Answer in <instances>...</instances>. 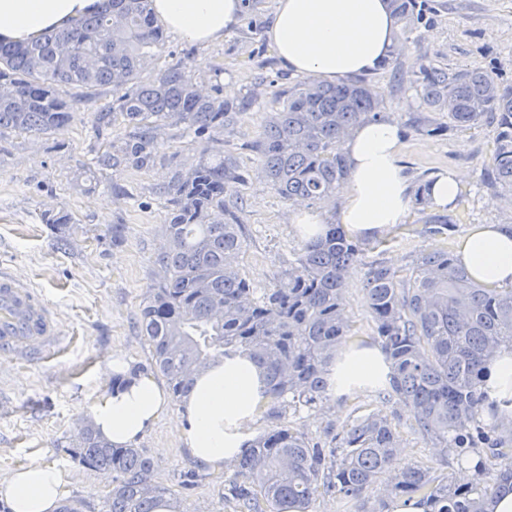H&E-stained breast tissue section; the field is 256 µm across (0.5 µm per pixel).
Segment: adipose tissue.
Returning <instances> with one entry per match:
<instances>
[{
    "label": "adipose tissue",
    "mask_w": 512,
    "mask_h": 512,
    "mask_svg": "<svg viewBox=\"0 0 512 512\" xmlns=\"http://www.w3.org/2000/svg\"><path fill=\"white\" fill-rule=\"evenodd\" d=\"M98 2L0 0V43L28 44L68 29ZM151 7L160 25L199 44L223 40L241 17V0H152ZM399 33L387 0H277L266 37L288 69L341 84L373 73ZM400 149L399 128L389 119L366 122L345 139L349 179L338 219L348 233L373 237L406 215L412 189L398 164ZM457 257L476 281L512 285V227H473L459 240ZM112 373L117 382L93 404L91 417L104 439L125 448L169 413L170 398L153 377L131 375L122 357L113 358ZM388 373L377 348L355 345L330 365V390L349 395L384 382ZM484 387L490 398L512 400V349L497 350L486 364ZM266 401L262 370L249 358L219 360L202 371L178 421L191 457L223 471L242 454L248 424ZM67 484L63 470L32 462L0 482V497L12 512H58Z\"/></svg>",
    "instance_id": "obj_1"
}]
</instances>
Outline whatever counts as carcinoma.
I'll return each instance as SVG.
<instances>
[{
  "mask_svg": "<svg viewBox=\"0 0 512 512\" xmlns=\"http://www.w3.org/2000/svg\"><path fill=\"white\" fill-rule=\"evenodd\" d=\"M389 2L402 23L401 50L422 23L427 0ZM164 41L150 0H104L101 11L68 30L28 45L0 44V129L62 131L74 104L60 87L110 85L117 97L95 115L97 129L119 116L130 132L93 157L95 168L150 167L166 123L182 126L202 147L196 163L167 187L168 247L157 259L164 278L148 288L142 329L176 398L219 358L245 355L263 370L267 416L276 423L236 462L224 480V498L235 512H309L319 496L356 498L386 475L395 496L419 498L426 512H490L493 500L512 490V416L489 401L482 377L489 357L512 347V286L476 282L444 248L421 256L406 275L381 263L366 273L367 308L390 368L386 385L444 459L476 460L469 483L451 484L431 466L395 470L393 428L374 411L328 442L307 436L286 413L325 399L327 368L351 335L344 293L363 247L341 225L327 224L316 240L301 244L275 287L250 286L239 267L243 224L229 202L247 178L224 152V136L235 132L262 92L239 103L204 97L179 65L140 81L141 55ZM416 84L425 106L448 113L453 127L495 126L488 170L496 185L512 192V86L487 71L433 64L422 68ZM381 108L383 99L362 81L296 83L252 144L264 177L284 199L336 196L349 178L342 140L360 123L384 117ZM422 223L445 235L456 220L426 213ZM71 456L112 476L107 512H153L170 494L153 480V464L138 449L116 448L88 425Z\"/></svg>",
  "mask_w": 512,
  "mask_h": 512,
  "instance_id": "cac0c4a2",
  "label": "carcinoma"
}]
</instances>
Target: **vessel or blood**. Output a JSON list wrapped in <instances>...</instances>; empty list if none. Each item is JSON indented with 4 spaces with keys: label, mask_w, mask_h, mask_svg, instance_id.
I'll use <instances>...</instances> for the list:
<instances>
[{
    "label": "vessel or blood",
    "mask_w": 512,
    "mask_h": 512,
    "mask_svg": "<svg viewBox=\"0 0 512 512\" xmlns=\"http://www.w3.org/2000/svg\"><path fill=\"white\" fill-rule=\"evenodd\" d=\"M60 334L58 319L44 295L0 272V354L40 357Z\"/></svg>",
    "instance_id": "vessel-or-blood-1"
}]
</instances>
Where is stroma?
I'll return each instance as SVG.
<instances>
[{
	"label": "stroma",
	"mask_w": 512,
	"mask_h": 512,
	"mask_svg": "<svg viewBox=\"0 0 512 512\" xmlns=\"http://www.w3.org/2000/svg\"><path fill=\"white\" fill-rule=\"evenodd\" d=\"M431 11L408 46L392 63L367 75L381 94L386 112L402 136L398 164L411 186L435 174L463 173L458 201L450 213L457 224L450 237L430 235L408 210L405 228L388 229L384 246L366 249L353 268L345 309L353 338L378 346L375 323L365 303L364 280L371 263L407 272L431 249L455 247L476 224H511L512 195L491 185L485 173L494 147V127L461 131L447 113L425 108L415 80L422 64L451 70L480 69L512 85V0H428ZM275 0H260L258 19L242 15L223 41L200 46L168 35L148 56L140 76L149 81L166 68L183 64L202 93L239 101L255 86L264 95L240 118L224 150L247 175L237 204L243 209L246 250L241 268L256 288H271L295 259L302 241L289 218L296 204L282 199L258 175L251 144L265 128L277 95L299 79L267 46L265 31ZM75 114L64 131L32 135L0 131V271L37 288L54 308L63 333L57 347L41 359L0 355V481L31 462L53 465L68 475V499L82 500L83 512H105L112 489L109 476L86 469L68 454L74 437L89 422V408L112 388L110 364L119 355L131 369L154 374L152 348L142 331L140 310L148 288L160 281L157 255L166 247L164 226L170 204L165 188L175 171L194 163L199 148L182 128L163 127L158 156L150 169L86 172L95 152L120 143L122 122L104 131L94 127L96 112L112 102L105 86L91 93L73 91ZM66 212L69 225L44 223V214ZM120 225L112 235L111 225ZM178 405L136 443L154 465L156 481L172 490L177 512H234L224 498V479L232 468L212 472L194 460L177 426ZM378 412L392 423L399 442L398 468L432 465L462 480L457 463H443L439 450L418 432L403 403L380 398L376 389L352 396H329L288 418L313 438L327 430L342 433L353 419ZM388 497L385 482L361 500L317 498L310 512H380Z\"/></svg>",
	"instance_id": "stroma-1"
}]
</instances>
